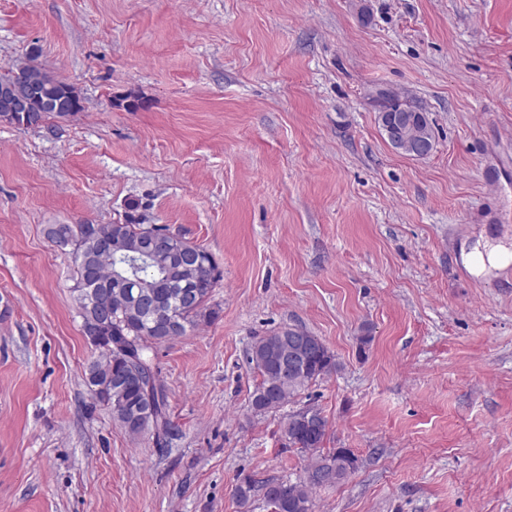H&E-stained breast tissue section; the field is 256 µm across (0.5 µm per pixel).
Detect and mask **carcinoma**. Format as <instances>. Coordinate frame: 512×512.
<instances>
[{"instance_id": "cac0c4a2", "label": "carcinoma", "mask_w": 512, "mask_h": 512, "mask_svg": "<svg viewBox=\"0 0 512 512\" xmlns=\"http://www.w3.org/2000/svg\"><path fill=\"white\" fill-rule=\"evenodd\" d=\"M42 90L63 100L71 112L82 110L80 97L72 94L74 87L44 73ZM49 112H18L9 121L21 127H39ZM143 224L129 220L124 224H53L47 236L54 244L71 235L85 241V253L73 258L76 273V303L82 319V329L95 327L103 336L125 339L133 360L111 357L103 352L85 369L89 389L112 383V398L105 404L112 408V417L132 437L151 430L155 436H167L172 431L168 416L165 388L153 370L150 353L153 345L169 341L176 333L165 327L166 316L174 311L180 319L179 334L215 318L208 301L220 278L212 255L200 246L192 252H176L153 261L135 258L148 247L141 238ZM125 242L128 251L113 254L100 247L104 240ZM136 259L134 274L140 283L126 284L113 278L112 273L128 270L129 260ZM150 291L156 302L145 307L138 292ZM112 308V322L101 319L105 306ZM288 330L264 336L250 348L248 359L257 370L260 381L251 396L252 408L268 412L287 404L301 391L337 368L335 356L328 348L316 349L295 375L282 376L275 349ZM329 422L322 419L320 428L295 431L283 427L288 444L311 456L306 476L295 483L264 481L263 498L271 512H314L313 493L321 487L319 476L328 475L339 485L358 468V457L348 448L324 449ZM257 481L243 480L235 489L240 505H247L254 495Z\"/></svg>"}]
</instances>
